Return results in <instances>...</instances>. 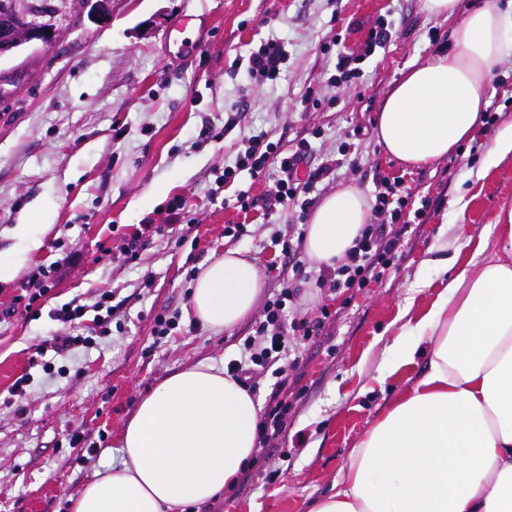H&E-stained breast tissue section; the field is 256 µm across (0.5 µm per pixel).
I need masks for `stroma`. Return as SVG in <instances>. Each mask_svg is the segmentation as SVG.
Wrapping results in <instances>:
<instances>
[{
  "label": "stroma",
  "mask_w": 512,
  "mask_h": 512,
  "mask_svg": "<svg viewBox=\"0 0 512 512\" xmlns=\"http://www.w3.org/2000/svg\"><path fill=\"white\" fill-rule=\"evenodd\" d=\"M382 15L394 24L392 43L363 62L355 86H336V56L324 44L361 52ZM183 17L204 25L188 27L194 48L173 59L166 36ZM455 24L426 15L420 0H115L107 24L81 18L55 47L0 61L14 75L0 82V258L19 247L15 225L34 222L44 200L57 205L42 247L0 282V310L40 268L61 265L37 313L20 310L0 322V512H70V496L120 460L117 436L143 396L187 366L240 358L263 309L220 334L188 313L196 272L231 246L266 273L277 264L265 298L295 284L287 320L319 318L323 326L318 335L290 337L287 354L248 387L263 406L287 378L282 434L257 445L221 498L185 512H311L394 390L428 370L422 353L396 365L390 343L404 311L426 310L448 280L447 259L467 261L474 240L495 235L500 209L512 206V157L489 156L498 128L512 122L511 53L499 65L494 123L447 158L407 167L375 139L385 94L446 48ZM271 38L284 42L288 63L276 81L254 82L247 58ZM310 90L319 106L305 107ZM260 130L287 149L310 140L312 166L336 161L313 201L346 185L371 201L388 183L407 196L409 210L425 208L379 278L321 288L319 266L304 249L273 246L276 238H303L306 227L298 207L267 204L278 165L255 180L245 173L223 180L242 140ZM242 190L257 202L246 213L232 206ZM176 201L183 210L174 219ZM142 224L164 230L126 260L119 248ZM228 224L244 225V235L225 238ZM104 292L121 328H109L91 350L55 355L51 345L68 329L52 311L74 299L94 303ZM159 313L177 324L162 338L154 333ZM41 349L51 373L31 363ZM25 373L26 393L14 396L11 386Z\"/></svg>",
  "instance_id": "35a3bbf8"
}]
</instances>
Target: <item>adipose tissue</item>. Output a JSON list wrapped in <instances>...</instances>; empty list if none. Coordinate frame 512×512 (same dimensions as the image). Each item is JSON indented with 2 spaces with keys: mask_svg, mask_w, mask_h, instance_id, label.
I'll use <instances>...</instances> for the list:
<instances>
[{
  "mask_svg": "<svg viewBox=\"0 0 512 512\" xmlns=\"http://www.w3.org/2000/svg\"><path fill=\"white\" fill-rule=\"evenodd\" d=\"M460 0H421L432 17H457L446 50L409 70L383 99L374 134L408 167L447 157L481 124L512 13L501 0L460 12ZM372 218L345 186L314 208L305 253L335 265ZM264 277L254 259L225 249L201 265L195 321L230 331L257 309ZM399 366L430 349L429 370L400 388L352 449L313 512H512V207L495 237H479L408 337ZM259 406L223 369L205 364L163 379L123 427L119 463L71 496V512H179L217 499L257 443Z\"/></svg>",
  "mask_w": 512,
  "mask_h": 512,
  "instance_id": "1",
  "label": "adipose tissue"
}]
</instances>
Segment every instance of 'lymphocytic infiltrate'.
I'll use <instances>...</instances> for the list:
<instances>
[{"instance_id": "lymphocytic-infiltrate-1", "label": "lymphocytic infiltrate", "mask_w": 512, "mask_h": 512, "mask_svg": "<svg viewBox=\"0 0 512 512\" xmlns=\"http://www.w3.org/2000/svg\"><path fill=\"white\" fill-rule=\"evenodd\" d=\"M392 37V23L384 19L378 20L370 29L362 55L338 54L335 82L348 84L358 79L361 75L358 66L361 56L372 55L376 49L386 47ZM287 61L288 52L284 43L271 39L251 52L247 73L258 82L274 81L280 78ZM311 152L310 142L302 139L289 153H282L279 143L272 141L268 132L260 131L248 137L245 148L237 154L233 167L225 169L224 178L233 180L240 172L258 178L265 174L270 164H278L280 176L275 183L271 200L277 204L294 205L298 202L300 191H312L333 172L331 164H322L309 171L306 181H299L295 168ZM407 206V200L395 197L393 189L378 193L373 206V222L365 225L354 247L341 263L325 268L318 275V287L360 288L369 280L378 277L382 268L395 257L401 246L404 235L402 225ZM292 293V288H285L284 292L268 302L265 319L255 329V339L246 340L244 343V357L228 363L227 372L236 381H243L248 376L257 377L261 368L277 361L287 348L289 333L311 336L319 331L322 322L318 319L285 323L284 309ZM110 299V294L104 293L94 305L88 306L74 300L54 310L56 320L69 324L72 329L71 335L61 337L56 342V350L62 352L77 346L90 347L91 337L79 335L78 330L88 315L92 316L97 326H104L106 320L102 318L101 312L107 308Z\"/></svg>"}]
</instances>
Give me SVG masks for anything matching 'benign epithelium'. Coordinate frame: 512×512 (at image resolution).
<instances>
[{"label": "benign epithelium", "instance_id": "7a95c632", "mask_svg": "<svg viewBox=\"0 0 512 512\" xmlns=\"http://www.w3.org/2000/svg\"><path fill=\"white\" fill-rule=\"evenodd\" d=\"M114 0H20L0 14V58L36 41L54 46L63 24L83 15L96 23L112 15Z\"/></svg>", "mask_w": 512, "mask_h": 512}]
</instances>
